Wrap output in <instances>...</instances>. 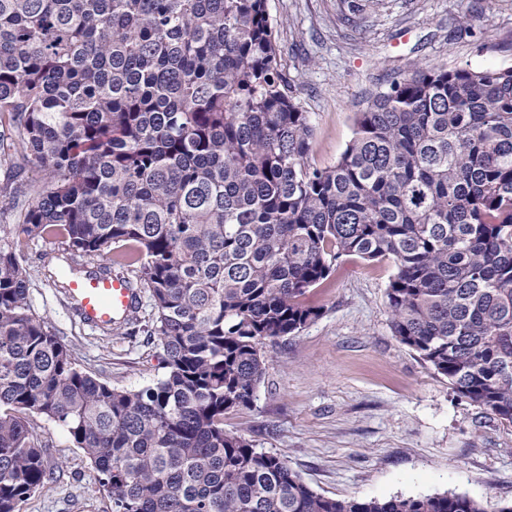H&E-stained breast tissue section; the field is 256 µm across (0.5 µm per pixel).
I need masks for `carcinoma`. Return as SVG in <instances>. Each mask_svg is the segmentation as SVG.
<instances>
[{
  "label": "carcinoma",
  "instance_id": "1",
  "mask_svg": "<svg viewBox=\"0 0 512 512\" xmlns=\"http://www.w3.org/2000/svg\"><path fill=\"white\" fill-rule=\"evenodd\" d=\"M311 137L266 0H0V161L43 173L0 183V239L132 269L165 365L139 390L99 381L0 245V512L57 480L34 416L84 452L112 512H492L461 493L322 495L224 414L357 255L394 262L398 341L512 423V66L396 75L329 167Z\"/></svg>",
  "mask_w": 512,
  "mask_h": 512
}]
</instances>
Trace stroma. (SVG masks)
Here are the masks:
<instances>
[{"label":"stroma","mask_w":512,"mask_h":512,"mask_svg":"<svg viewBox=\"0 0 512 512\" xmlns=\"http://www.w3.org/2000/svg\"><path fill=\"white\" fill-rule=\"evenodd\" d=\"M267 0L278 67L314 128L311 161L333 165L356 112L411 66H512V0ZM29 301L81 367L120 389L163 374L148 290L128 332L104 336L81 321L43 276L64 266L50 238L22 240ZM392 261L342 257L306 295L319 315L267 344L266 375L251 407L224 416L226 430L281 454L315 491L336 498L466 493L512 503V425L470 404L446 377L394 336L386 288ZM62 476L23 512H112L81 449L59 426L37 421Z\"/></svg>","instance_id":"1"}]
</instances>
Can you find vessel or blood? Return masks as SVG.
I'll list each match as a JSON object with an SVG mask.
<instances>
[{
	"instance_id": "vessel-or-blood-1",
	"label": "vessel or blood",
	"mask_w": 512,
	"mask_h": 512,
	"mask_svg": "<svg viewBox=\"0 0 512 512\" xmlns=\"http://www.w3.org/2000/svg\"><path fill=\"white\" fill-rule=\"evenodd\" d=\"M70 295L79 316L95 326L125 317L138 302L135 288L121 275L74 279L70 284Z\"/></svg>"
}]
</instances>
